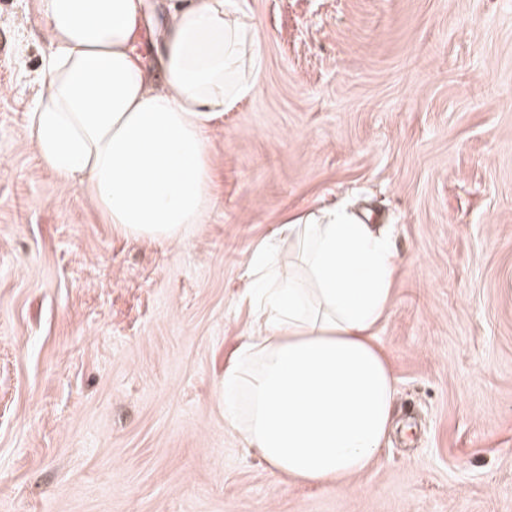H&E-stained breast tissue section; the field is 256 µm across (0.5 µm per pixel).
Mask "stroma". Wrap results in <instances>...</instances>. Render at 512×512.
<instances>
[{"label": "stroma", "instance_id": "35a3bbf8", "mask_svg": "<svg viewBox=\"0 0 512 512\" xmlns=\"http://www.w3.org/2000/svg\"><path fill=\"white\" fill-rule=\"evenodd\" d=\"M249 97L211 120L182 240L116 234L40 162L36 0H0V512H512V0H242ZM344 201L398 256L393 429L300 484L224 420L250 263Z\"/></svg>", "mask_w": 512, "mask_h": 512}]
</instances>
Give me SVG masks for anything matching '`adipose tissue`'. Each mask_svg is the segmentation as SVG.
Returning <instances> with one entry per match:
<instances>
[{"instance_id":"ef3b65f1","label":"adipose tissue","mask_w":512,"mask_h":512,"mask_svg":"<svg viewBox=\"0 0 512 512\" xmlns=\"http://www.w3.org/2000/svg\"><path fill=\"white\" fill-rule=\"evenodd\" d=\"M145 0H38L49 54L30 112L45 168L123 235L173 242L212 203L208 122L262 68L238 0H171L159 79L137 49ZM298 265L252 255L256 329L224 370V419L274 470L338 486L392 428L395 378L376 328L393 294L391 240L341 205L281 225Z\"/></svg>"}]
</instances>
